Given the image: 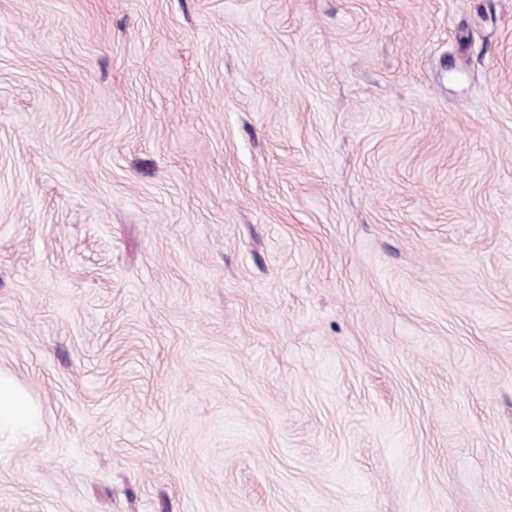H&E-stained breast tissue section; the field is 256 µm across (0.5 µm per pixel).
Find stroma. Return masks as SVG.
Segmentation results:
<instances>
[{
	"mask_svg": "<svg viewBox=\"0 0 512 512\" xmlns=\"http://www.w3.org/2000/svg\"><path fill=\"white\" fill-rule=\"evenodd\" d=\"M0 512H512V0H0ZM40 410L33 406L22 390L8 377L0 375V432L4 429L25 433L41 421Z\"/></svg>",
	"mask_w": 512,
	"mask_h": 512,
	"instance_id": "1",
	"label": "stroma"
}]
</instances>
